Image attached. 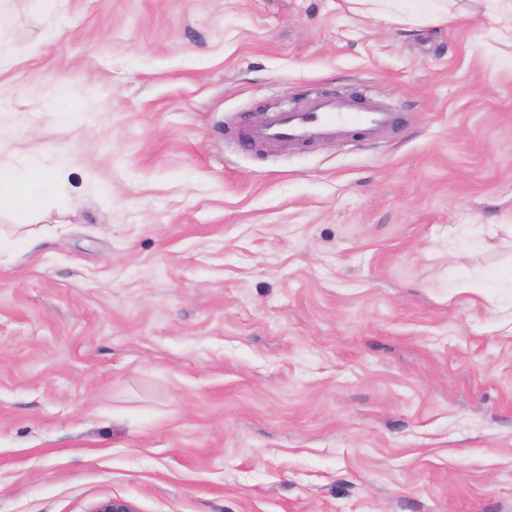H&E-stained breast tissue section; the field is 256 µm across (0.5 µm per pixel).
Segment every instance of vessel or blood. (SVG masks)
<instances>
[{
	"label": "vessel or blood",
	"mask_w": 512,
	"mask_h": 512,
	"mask_svg": "<svg viewBox=\"0 0 512 512\" xmlns=\"http://www.w3.org/2000/svg\"><path fill=\"white\" fill-rule=\"evenodd\" d=\"M397 113L357 98L313 99L294 111L273 112L243 134L245 144H302L332 139L344 133L375 138L397 125Z\"/></svg>",
	"instance_id": "1"
}]
</instances>
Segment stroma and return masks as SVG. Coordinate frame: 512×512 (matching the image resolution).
Here are the masks:
<instances>
[{
	"instance_id": "obj_1",
	"label": "stroma",
	"mask_w": 512,
	"mask_h": 512,
	"mask_svg": "<svg viewBox=\"0 0 512 512\" xmlns=\"http://www.w3.org/2000/svg\"><path fill=\"white\" fill-rule=\"evenodd\" d=\"M0 0V512H512V40L493 0ZM401 112L244 150L315 93ZM355 2H369L375 3L374 10L377 12L376 16L384 18L389 14H393L396 16V19L399 23L403 25H412L414 23V19L416 17V4L422 2H432V1H445V0H432V1H407V0H353ZM396 2H406L408 5H398ZM394 11V12H393ZM396 11V12H395ZM65 166L46 172L37 166L25 173L0 162V209L25 216L40 209L47 201L61 195L65 188Z\"/></svg>"
}]
</instances>
